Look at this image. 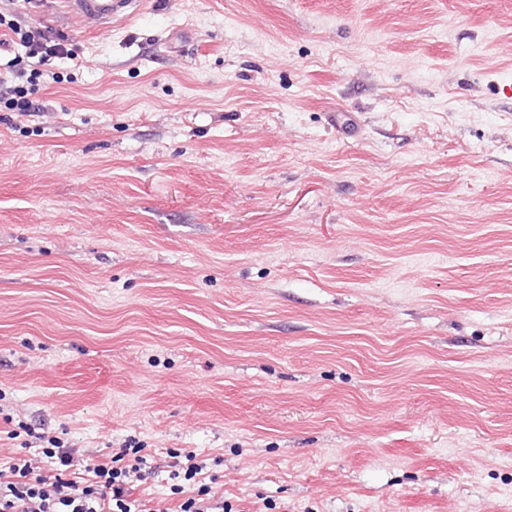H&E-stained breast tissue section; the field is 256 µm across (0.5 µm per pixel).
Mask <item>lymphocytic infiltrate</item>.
I'll use <instances>...</instances> for the list:
<instances>
[{
  "mask_svg": "<svg viewBox=\"0 0 512 512\" xmlns=\"http://www.w3.org/2000/svg\"><path fill=\"white\" fill-rule=\"evenodd\" d=\"M26 56L35 61L31 70H16L15 78L34 83L41 68L52 59L70 55L63 37L40 28L22 33ZM44 455L48 469L37 468L33 460L16 458L0 470V512H232L223 498L203 483V464L195 454H187L185 481L194 483L191 495L177 508L148 507L135 498L133 489L150 476L147 459L136 441H129L110 460L86 459L76 464L71 449L56 438H49Z\"/></svg>",
  "mask_w": 512,
  "mask_h": 512,
  "instance_id": "obj_1",
  "label": "lymphocytic infiltrate"
}]
</instances>
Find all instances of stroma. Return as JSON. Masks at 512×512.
<instances>
[{"label":"stroma","mask_w":512,"mask_h":512,"mask_svg":"<svg viewBox=\"0 0 512 512\" xmlns=\"http://www.w3.org/2000/svg\"><path fill=\"white\" fill-rule=\"evenodd\" d=\"M0 112V466L149 448L232 512H512V0H144ZM348 113L357 133L336 128ZM16 98L10 100L5 109L9 112H20L21 115H31L32 112H42L45 106L39 101L28 97V91L24 89L23 85L16 90Z\"/></svg>","instance_id":"35a3bbf8"}]
</instances>
